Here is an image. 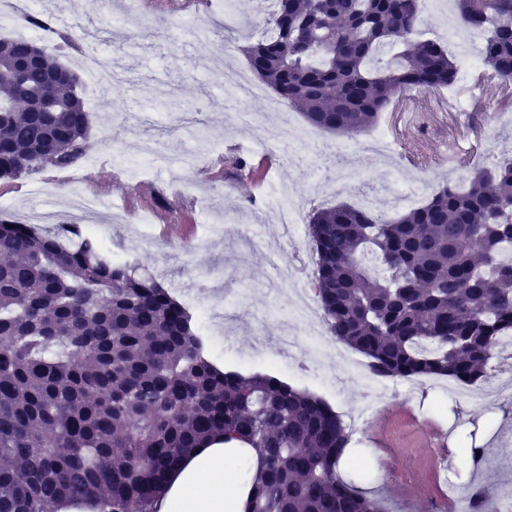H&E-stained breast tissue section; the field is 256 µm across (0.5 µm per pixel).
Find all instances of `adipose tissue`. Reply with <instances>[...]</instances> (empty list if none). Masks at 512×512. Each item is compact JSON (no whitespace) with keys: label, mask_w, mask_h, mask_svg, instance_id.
<instances>
[{"label":"adipose tissue","mask_w":512,"mask_h":512,"mask_svg":"<svg viewBox=\"0 0 512 512\" xmlns=\"http://www.w3.org/2000/svg\"><path fill=\"white\" fill-rule=\"evenodd\" d=\"M163 512H224V450L200 448L172 470L162 494Z\"/></svg>","instance_id":"adipose-tissue-1"}]
</instances>
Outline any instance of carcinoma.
Segmentation results:
<instances>
[{
  "mask_svg": "<svg viewBox=\"0 0 512 512\" xmlns=\"http://www.w3.org/2000/svg\"><path fill=\"white\" fill-rule=\"evenodd\" d=\"M424 0H275L268 51L253 74L284 106L331 134L357 136L411 91L440 90L457 63L420 40ZM485 33L479 80L512 86V0H455ZM61 111H42L47 102ZM78 86L38 83L20 96L0 71V153L7 183L86 158ZM238 180L262 165L236 154ZM315 285L328 332L382 377H482L512 330V158L473 164L395 219L347 203L317 212ZM220 442L249 463L240 512H385L338 473L349 435L324 401L264 375L221 372L191 316L156 279L116 264L74 224L48 230L0 219V512L91 502L96 512H159L169 472ZM467 512H483L473 486Z\"/></svg>",
  "mask_w": 512,
  "mask_h": 512,
  "instance_id": "cac0c4a2",
  "label": "carcinoma"
}]
</instances>
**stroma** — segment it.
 <instances>
[{"label":"stroma","instance_id":"35a3bbf8","mask_svg":"<svg viewBox=\"0 0 512 512\" xmlns=\"http://www.w3.org/2000/svg\"><path fill=\"white\" fill-rule=\"evenodd\" d=\"M238 22H223L205 10L201 23L212 26L205 41L194 40L185 27V12L150 8L124 15L113 23L111 11L98 0L73 5L74 21L92 33L81 47L94 46L119 58L129 71L127 81L113 83L109 95L90 94L80 86L89 116V137L97 145L94 164L100 179L112 189L110 203L117 220L105 232L115 250L129 246L139 229L165 223L168 249L155 247L133 255V262L147 267L179 303L188 304L193 317L203 308L221 303L224 310L226 354L217 366L244 375L262 374L279 379L329 404L340 415L353 414L368 394L354 381L336 379L328 364L336 339L325 337L319 349L299 341L294 366L274 369L278 358L276 336L288 320L292 305L289 286H276L277 267H294L297 248L313 250L308 230H301L300 244L286 243L277 258L261 248L239 255L234 232L253 224L256 216L273 219L272 203L279 187L290 188L306 217L335 202L354 203L365 193L377 199L378 211L393 218L407 212L394 203L396 185L390 167L375 163L362 150L336 152L341 135L322 133L320 148L284 154L282 148L265 152L262 177L229 182L220 177L216 154L255 156L256 128L239 125L238 112H260L265 100L239 102L225 98L222 71L225 63L241 69L249 64L240 47L250 25L267 11L264 0H237ZM456 87L438 92H416L403 97L378 120L394 150L395 166L413 177L419 187L417 204L426 203L446 175H470L473 158H489L488 141L498 137L499 152L512 150V103L489 113L474 102H459ZM167 129L165 153L169 160L196 153L199 161L186 172L180 186H171L164 164H156L137 180L122 177L119 164L140 139ZM462 150L449 155V143ZM80 176H62L52 169L0 185V217L23 220L38 213L43 202L54 205L56 223H64L67 201L86 191ZM142 191L149 207L127 209L124 199ZM201 198L210 214H223L224 237L209 247L199 246L200 211L173 207L178 197ZM190 249H182L184 238ZM393 390L381 406L393 420L387 432L390 447L380 445L374 424L352 432L340 471L359 487L381 498L388 512H437L447 493L464 496L470 482L485 484L490 493L512 481V402L494 398L477 404L457 395L438 396L429 383L406 391L401 379H392ZM447 431L452 454L444 461L426 464L434 426ZM485 446L480 466H473L471 444Z\"/></svg>","mask_w":512,"mask_h":512}]
</instances>
